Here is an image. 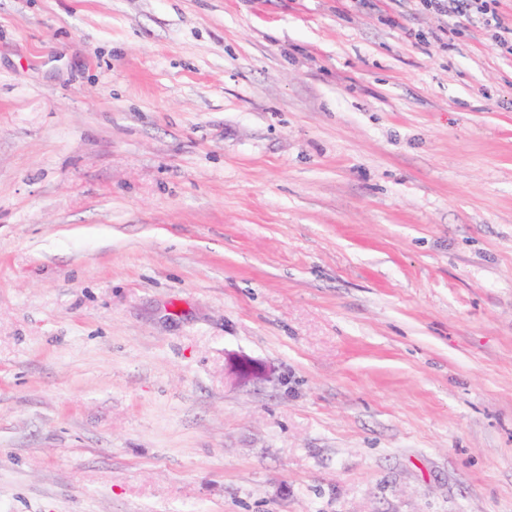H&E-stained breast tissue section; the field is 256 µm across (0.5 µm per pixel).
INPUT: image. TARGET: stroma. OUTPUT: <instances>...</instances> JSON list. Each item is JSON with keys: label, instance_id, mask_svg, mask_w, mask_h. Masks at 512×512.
Returning a JSON list of instances; mask_svg holds the SVG:
<instances>
[{"label": "stroma", "instance_id": "stroma-1", "mask_svg": "<svg viewBox=\"0 0 512 512\" xmlns=\"http://www.w3.org/2000/svg\"><path fill=\"white\" fill-rule=\"evenodd\" d=\"M0 512H512V55L0 0ZM224 369L225 373L238 384H254L267 377V371L262 364L240 355H229L226 358Z\"/></svg>", "mask_w": 512, "mask_h": 512}]
</instances>
